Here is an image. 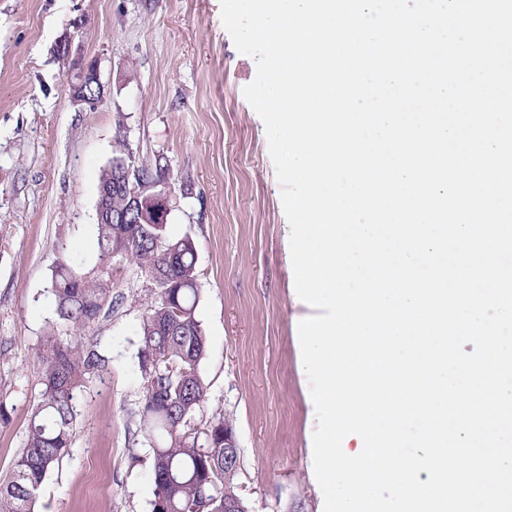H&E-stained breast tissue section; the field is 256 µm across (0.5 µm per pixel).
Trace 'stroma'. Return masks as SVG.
Here are the masks:
<instances>
[{
	"instance_id": "stroma-1",
	"label": "stroma",
	"mask_w": 512,
	"mask_h": 512,
	"mask_svg": "<svg viewBox=\"0 0 512 512\" xmlns=\"http://www.w3.org/2000/svg\"><path fill=\"white\" fill-rule=\"evenodd\" d=\"M97 67L95 106L71 98ZM241 54L220 0H0V477L23 448L41 390L37 358L55 330L58 261L93 266L97 188L117 138L166 158V233L196 244V315L207 336L208 399L191 418L229 417L250 512H324L310 449V385L297 369L299 319L266 127L244 96ZM122 303L84 331L109 358L77 391L70 453L36 512H151L150 441L140 428L138 335L144 277L115 273ZM94 88V90L92 89ZM102 83L97 69L92 66H84L79 68L75 77V81L71 82L72 98L75 102L93 105L102 99ZM87 89L94 92L92 96L87 94Z\"/></svg>"
}]
</instances>
